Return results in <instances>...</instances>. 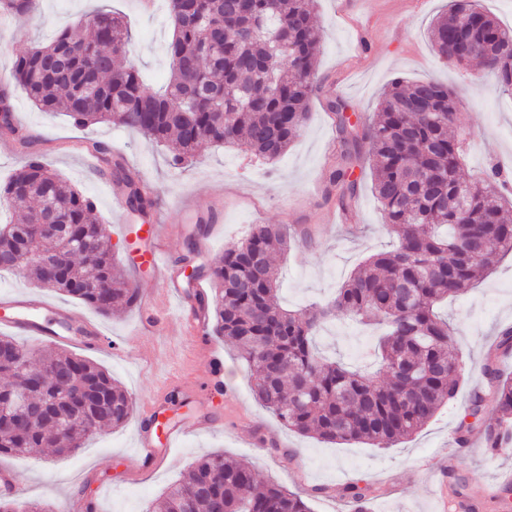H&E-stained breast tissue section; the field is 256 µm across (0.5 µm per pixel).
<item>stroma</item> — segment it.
Listing matches in <instances>:
<instances>
[{
	"instance_id": "1",
	"label": "stroma",
	"mask_w": 512,
	"mask_h": 512,
	"mask_svg": "<svg viewBox=\"0 0 512 512\" xmlns=\"http://www.w3.org/2000/svg\"><path fill=\"white\" fill-rule=\"evenodd\" d=\"M142 2L40 0L35 13L13 24L0 23V92L8 96L12 123L11 129L0 128V185L30 154H37L49 170L92 199L100 223L111 231L117 263L138 274L139 294L154 293L159 282L153 272L137 268L146 241L115 231L123 220L112 209L118 184L109 168L91 165L93 144L106 146L143 176L153 205L124 220L160 225L180 275L189 272L188 252L212 258L243 240L255 225L306 229L308 238L277 257L280 300L291 309L330 299L371 254L392 242L383 229L385 215L372 195L370 175L360 176L358 194L346 207L326 196L338 148L333 102L344 103L346 114L355 117L373 111L381 91L396 78L460 87L464 104L458 124L469 141L463 178H480L490 163L512 167V97L494 94L477 69L443 62L429 39L430 26L448 0H316L320 51L310 117L288 152L273 162L207 143L195 159L175 169L168 164L165 146L113 123L76 127L64 113L37 109L14 83L13 56L48 43L61 29H76L86 14L102 10L127 21L132 32L128 59L138 66L148 90H158L167 79L172 35L167 2L153 0L148 9ZM203 196L212 198L222 220L193 238L181 230L185 208ZM491 265L486 278L440 307L452 324L462 361L455 399L398 445L330 444L288 429L255 400L251 371L236 346L214 336L210 343L224 358V393L206 405L191 399L168 411V426L187 434L160 468L142 470L135 456L139 420L134 417L122 428L100 431L69 456L40 448L25 457H1L0 469L14 472L20 499L54 510L67 496L72 512H87L90 504L94 512H147L191 463L213 451L250 462L259 481L305 493L311 512H352L353 502L344 491L353 482L368 490V512H437L435 491L441 482L449 497H477V512H506L512 494L504 495L499 487L512 480V450L490 452L484 437L473 433L460 445L458 460H448V439L459 436L473 391L488 389L483 376L488 358L512 377V352L497 350L502 330L512 328V254L493 257ZM1 291L41 292L104 326L125 353L94 352L90 358L121 383L135 405H143L171 378L191 385L208 379L176 317L157 327L144 322L135 307L102 316L69 296L36 289L19 271L0 273ZM376 337V330L340 315L320 329L317 341L328 357L371 371ZM205 413L222 421V428H194Z\"/></svg>"
}]
</instances>
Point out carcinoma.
I'll return each instance as SVG.
<instances>
[{
	"label": "carcinoma",
	"instance_id": "obj_1",
	"mask_svg": "<svg viewBox=\"0 0 512 512\" xmlns=\"http://www.w3.org/2000/svg\"><path fill=\"white\" fill-rule=\"evenodd\" d=\"M315 0H169L173 27L168 46L170 79L165 89L144 87L138 67L121 65L131 34L124 22L99 11L80 21L81 33L59 32L47 45L14 57L13 76L27 98L44 111L66 113L78 127L113 122L173 149L181 166L204 143H233L267 160L283 156L305 125L314 92L319 36ZM490 46L464 65L475 64L502 93L512 92V32L477 7L476 0H450L431 27L438 57L454 62L461 28ZM458 95L436 81H393L371 118L354 123L336 106L339 148L329 175L341 205L356 197L355 168L368 162L373 192L397 246L369 257L324 304L288 310L279 301L280 274L274 246L293 239L285 224H259L243 241L224 248L208 267L215 285L210 302L214 332L238 348L253 372L258 402L300 434L324 442L394 446L422 429L457 394L461 363L448 319L437 304L464 291L487 270V262L512 252V218L498 191L500 171L460 180L467 142L450 132ZM102 164L125 188L128 207L152 205L139 173L106 149ZM25 186L11 204L22 223L0 225V253L13 255L33 282L66 294L107 315L131 306L136 290L116 269L111 242L100 239L92 201L64 184L34 153L5 184L3 193ZM65 224L77 242L66 269L51 272L43 257L63 240L28 236L31 224ZM337 315L383 325L378 340L380 371L388 381L321 355L319 326ZM487 377L497 422L482 433L495 452L512 448V378ZM16 378L35 384L29 398L58 405L53 420L32 417L18 433L0 431V457L32 448L73 453L104 427L131 418L133 402L97 363L66 350L41 359L12 336H0V409L13 408ZM85 383L102 396L87 407L70 405ZM310 512L307 500L273 483L259 485L248 462L222 453L200 457L165 495L163 512Z\"/></svg>",
	"mask_w": 512,
	"mask_h": 512
}]
</instances>
